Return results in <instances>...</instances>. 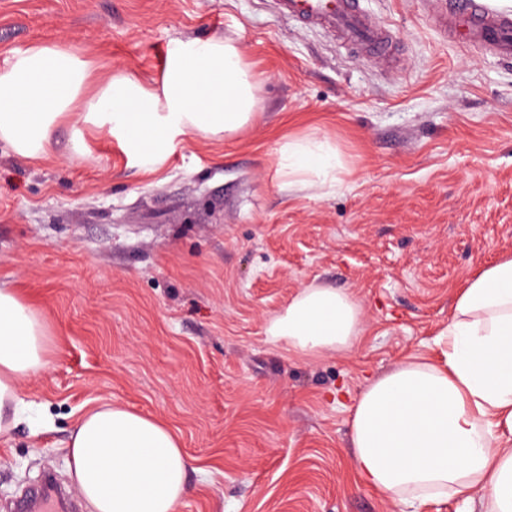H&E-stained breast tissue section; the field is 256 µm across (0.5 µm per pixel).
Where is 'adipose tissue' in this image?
<instances>
[{
    "mask_svg": "<svg viewBox=\"0 0 512 512\" xmlns=\"http://www.w3.org/2000/svg\"><path fill=\"white\" fill-rule=\"evenodd\" d=\"M77 50L38 43L0 69V142L29 161L50 158L70 120L107 130L145 170L177 137L244 128L257 85L239 49L219 39L175 46L158 88L113 76L95 92ZM282 169L329 175L335 149L285 143ZM364 313L345 289L309 285L266 327L288 353L311 359L352 349ZM437 362L405 357L361 391L352 407L351 458L359 484L405 505L456 497L480 512H512V258L481 270L456 296ZM51 336L36 308L0 288V434L26 408L18 388L49 364ZM191 465L160 419L104 403L73 426L69 466L88 512H179Z\"/></svg>",
    "mask_w": 512,
    "mask_h": 512,
    "instance_id": "ef3b65f1",
    "label": "adipose tissue"
}]
</instances>
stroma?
I'll use <instances>...</instances> for the list:
<instances>
[{"label": "stroma", "instance_id": "1", "mask_svg": "<svg viewBox=\"0 0 512 512\" xmlns=\"http://www.w3.org/2000/svg\"><path fill=\"white\" fill-rule=\"evenodd\" d=\"M401 70L357 55L272 0H0V67L37 39L72 45L96 81L155 87L178 43L231 41L258 82L242 130L184 136L144 172L72 126L32 163L0 143V287L53 337L0 436V512L54 472L88 407L166 421L192 459L180 512H405L358 484L354 398L411 354L432 360L455 292L512 256V62L442 37L418 0H360ZM317 138L334 178L285 175ZM309 285L351 289L357 345L302 361L266 322ZM337 164L335 149L318 139L287 142L280 149V165L288 175L328 176Z\"/></svg>", "mask_w": 512, "mask_h": 512}]
</instances>
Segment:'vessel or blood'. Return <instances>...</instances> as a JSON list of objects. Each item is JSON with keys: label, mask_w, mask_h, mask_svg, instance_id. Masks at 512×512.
<instances>
[{"label": "vessel or blood", "mask_w": 512, "mask_h": 512, "mask_svg": "<svg viewBox=\"0 0 512 512\" xmlns=\"http://www.w3.org/2000/svg\"><path fill=\"white\" fill-rule=\"evenodd\" d=\"M276 10L303 24L315 25L345 42L352 50L384 60L393 49L391 31L364 12L360 0H273ZM427 17L440 32H451L463 44L512 61V17L490 11L486 0H454L452 9L441 0H428ZM60 493L45 483L24 512H53Z\"/></svg>", "instance_id": "1"}]
</instances>
